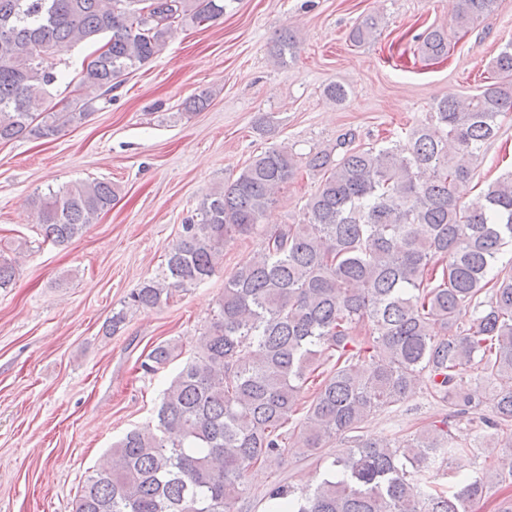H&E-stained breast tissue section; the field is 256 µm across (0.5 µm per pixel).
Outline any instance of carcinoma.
Instances as JSON below:
<instances>
[{
	"mask_svg": "<svg viewBox=\"0 0 512 512\" xmlns=\"http://www.w3.org/2000/svg\"><path fill=\"white\" fill-rule=\"evenodd\" d=\"M497 0H457L466 27ZM224 0H0V143L51 138L82 124L120 78L158 56L175 25L211 22ZM378 29L368 16L350 32L362 44ZM107 34L83 67L75 102L46 107L54 57ZM429 59L448 56V33L419 35ZM286 31L271 56L295 58ZM512 111V44L492 61L480 93L435 102L431 122L406 142L358 144L352 131L310 156L318 187L299 224L264 233L261 250L224 282L195 352L164 389L157 423L127 432L106 467L89 477L75 512H234L255 467L288 460L333 439L350 444L312 489L286 483L264 495L267 512H471L493 484L512 476V437L489 443L498 466L444 489L435 473L470 451L458 424L428 425L408 439L362 435L367 420L425 385L454 416L490 436L512 426V270L496 266L512 244V170L466 205L460 187L476 175L498 118ZM298 164L286 147L257 155L230 184L209 190L151 278L112 312L169 302L172 289L211 276L224 244L256 233ZM105 181H80L31 197L43 242L63 245L112 207ZM14 260L0 257V289ZM475 318L458 322L462 310ZM182 354L153 346L149 372ZM332 363L328 369L325 362ZM472 370L490 392L476 403L463 388ZM297 428H284L296 414Z\"/></svg>",
	"mask_w": 512,
	"mask_h": 512,
	"instance_id": "obj_1",
	"label": "carcinoma"
}]
</instances>
